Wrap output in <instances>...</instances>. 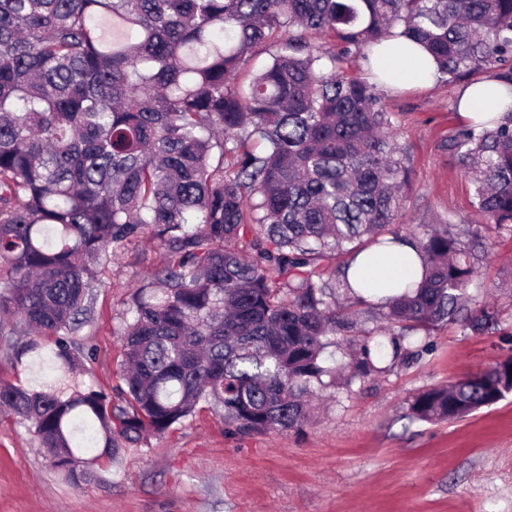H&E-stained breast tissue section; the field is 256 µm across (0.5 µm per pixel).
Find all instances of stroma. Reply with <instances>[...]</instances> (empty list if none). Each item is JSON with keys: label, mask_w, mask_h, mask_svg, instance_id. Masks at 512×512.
Segmentation results:
<instances>
[{"label": "stroma", "mask_w": 512, "mask_h": 512, "mask_svg": "<svg viewBox=\"0 0 512 512\" xmlns=\"http://www.w3.org/2000/svg\"><path fill=\"white\" fill-rule=\"evenodd\" d=\"M343 68L375 84L410 155L407 224L466 223L471 186L442 147L466 125L462 85H391L355 55ZM484 235L489 257L477 289L497 306V329L475 335L449 324L411 333L418 358L355 381L323 401L302 430L241 435L203 403L163 436L127 450L104 483L76 488L32 430L0 409V512H512V395L451 423L408 415L418 392L512 358V232L491 225ZM163 260L144 238L100 274L91 320L77 337L83 386L109 393L117 385L121 313Z\"/></svg>", "instance_id": "obj_1"}]
</instances>
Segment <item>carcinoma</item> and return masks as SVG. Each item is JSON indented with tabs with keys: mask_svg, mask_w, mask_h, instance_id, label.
Masks as SVG:
<instances>
[{
	"mask_svg": "<svg viewBox=\"0 0 512 512\" xmlns=\"http://www.w3.org/2000/svg\"><path fill=\"white\" fill-rule=\"evenodd\" d=\"M398 38L448 82L489 73L512 95V0H0V335L32 373L0 380V408L69 484L102 482L201 402L240 434L298 430L317 394L412 360L408 332L498 325L470 289L480 228L512 231V102L444 143L470 223L405 228L410 157L376 86L338 66ZM267 43L280 51L237 82ZM145 237L166 259L122 313L112 398L77 381L76 335L96 270ZM401 243L421 279L360 295L357 258ZM366 317L383 326L361 332ZM511 393L504 362L415 395L410 417L455 421Z\"/></svg>",
	"mask_w": 512,
	"mask_h": 512,
	"instance_id": "carcinoma-1",
	"label": "carcinoma"
}]
</instances>
